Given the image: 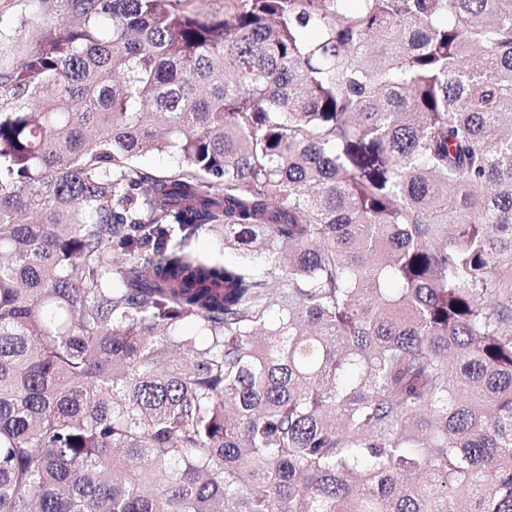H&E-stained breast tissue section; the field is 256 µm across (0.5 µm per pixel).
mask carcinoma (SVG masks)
I'll use <instances>...</instances> for the list:
<instances>
[{
    "label": "carcinoma",
    "instance_id": "carcinoma-1",
    "mask_svg": "<svg viewBox=\"0 0 512 512\" xmlns=\"http://www.w3.org/2000/svg\"><path fill=\"white\" fill-rule=\"evenodd\" d=\"M50 2L0 67V512H512V0ZM138 162L149 172L160 174L175 165V158L168 152H152L139 158ZM197 249L208 256L219 258L224 262H237L241 259L240 254L228 247L222 245L218 236L212 232H205L196 240Z\"/></svg>",
    "mask_w": 512,
    "mask_h": 512
}]
</instances>
